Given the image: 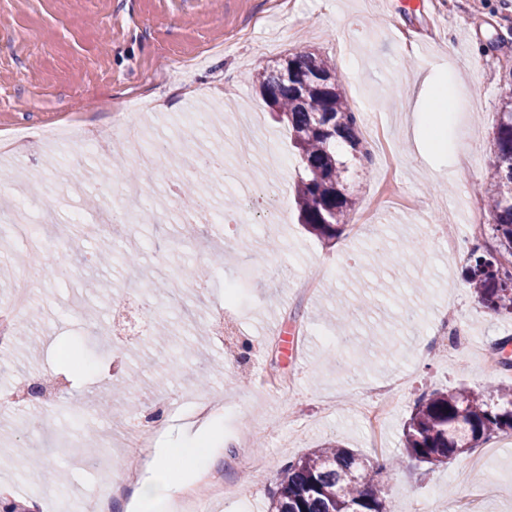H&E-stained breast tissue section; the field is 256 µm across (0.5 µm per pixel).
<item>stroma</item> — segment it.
I'll return each mask as SVG.
<instances>
[{"instance_id": "obj_1", "label": "stroma", "mask_w": 512, "mask_h": 512, "mask_svg": "<svg viewBox=\"0 0 512 512\" xmlns=\"http://www.w3.org/2000/svg\"><path fill=\"white\" fill-rule=\"evenodd\" d=\"M300 51L332 58L341 89L362 131L383 128L390 166L371 160L345 172L344 184L366 208L383 179L407 201L382 209L374 223L349 218L342 233L323 241L298 222L293 203L299 159L288 130L276 122L244 75ZM189 59L188 76L174 74L171 58ZM512 75V7L504 0H0V126L27 132L0 168V209L25 194L35 229L72 247L52 252L34 299L42 316L0 346V483L15 482L27 500L52 512H75L121 465L108 467L73 454L79 436L72 416L112 433L120 445L125 407L145 410L180 403L171 426L195 423L198 395H223L231 417L212 461L223 470L227 493L209 512H268L269 490L289 461L328 441L354 450L371 464L402 451V433L421 393L466 387L492 392L512 384V369L483 361L482 350L506 342L512 357V314L488 316L464 280L467 254L449 260L438 234L449 225L458 239L495 245L484 208L490 139L499 92ZM455 100L452 123L441 129V150L421 154L412 129L419 106L436 97ZM259 114L252 133L258 148L239 160L231 112ZM210 113L224 139L205 129L184 131L180 114ZM79 113L83 136L108 139L121 169L111 179L108 160L72 141L48 148L46 126ZM128 116L146 138L172 152L202 149L223 154L201 193L214 209H228L234 224L199 223L184 238L187 209L170 206L176 182L167 169L150 179L148 207L167 209L161 223H114L97 231L99 208L119 203L137 167L113 113ZM83 159L81 180L61 190L45 156ZM425 201L422 209L413 200ZM81 213L83 223L72 221ZM107 251L112 264L86 268L88 253ZM423 252L422 265L406 258ZM244 301L225 308L237 336L213 344L206 313L225 307L227 285ZM356 311L348 333L336 338V317ZM465 332L467 348L448 360L424 332L445 316ZM114 325L113 352L99 334ZM81 351L74 370L63 348ZM407 381L382 428L385 453L369 448L361 422L349 409L369 383L399 375ZM67 378L53 404L32 415L17 399L23 383ZM308 423L305 434H285L257 445L256 433L275 426L281 410ZM465 453L432 467L411 459L378 474L388 499L413 500L445 512L448 501L486 492L480 512H512V446L471 467Z\"/></svg>"}]
</instances>
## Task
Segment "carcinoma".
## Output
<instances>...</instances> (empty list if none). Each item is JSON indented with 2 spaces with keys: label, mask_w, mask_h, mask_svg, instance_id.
Wrapping results in <instances>:
<instances>
[{
  "label": "carcinoma",
  "mask_w": 512,
  "mask_h": 512,
  "mask_svg": "<svg viewBox=\"0 0 512 512\" xmlns=\"http://www.w3.org/2000/svg\"><path fill=\"white\" fill-rule=\"evenodd\" d=\"M268 107L288 128L303 174L295 185L299 221L330 241L343 231L356 200L344 187L345 165L336 141L360 163L368 153L360 117L341 92L337 65L314 53L289 54L256 69ZM493 163L485 193L495 247L472 250L466 281L490 314H512V79L500 90L498 121L492 132ZM512 432V386L484 394L465 387L424 392L403 428L406 456L430 465L447 464L499 432ZM270 512H393L373 470L354 451L327 442L287 463L269 493Z\"/></svg>",
  "instance_id": "1"
}]
</instances>
